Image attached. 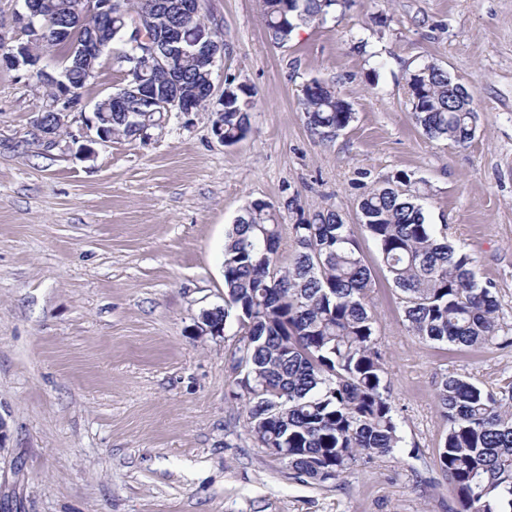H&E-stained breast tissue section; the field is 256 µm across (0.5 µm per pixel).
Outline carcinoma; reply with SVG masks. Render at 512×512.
I'll return each instance as SVG.
<instances>
[{"instance_id": "cac0c4a2", "label": "carcinoma", "mask_w": 512, "mask_h": 512, "mask_svg": "<svg viewBox=\"0 0 512 512\" xmlns=\"http://www.w3.org/2000/svg\"><path fill=\"white\" fill-rule=\"evenodd\" d=\"M42 35L32 49L58 52L67 84L85 88L100 62L79 55L90 36L110 41L125 66L123 81L142 80L166 97L172 81L147 65L125 42L124 15L84 16L86 0H39ZM179 0H128L155 12L154 38L179 20ZM339 0H262L271 40L287 44L302 23L323 19ZM57 27L73 30L55 41ZM182 97L197 112L209 105L208 66L191 47L172 62ZM408 101L416 125L430 138L459 146L475 137L473 95L438 65L410 73ZM224 100V144L251 129L255 91L229 81ZM310 129L337 135L354 120L351 104L333 87L306 89L302 98ZM105 132L134 139V116L107 96L97 101ZM426 182L398 171L359 202V224L376 243L380 263L400 291L409 331L423 339L464 348L496 343L501 326L495 287L478 278L475 260L439 237L426 222ZM281 210L249 203L225 234L224 306L215 322L235 315L240 337L234 356L243 372L235 396L244 400L248 432L259 447L287 461L297 476L315 482L340 477L361 459L388 456L403 447L390 399V381L376 346L370 306L371 268L349 225L334 210L301 216L291 225L296 255L284 267L279 248ZM437 402L448 422L437 465L451 485L455 512H512V393L500 396L453 375L441 378Z\"/></svg>"}]
</instances>
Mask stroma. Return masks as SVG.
I'll return each instance as SVG.
<instances>
[{"mask_svg":"<svg viewBox=\"0 0 512 512\" xmlns=\"http://www.w3.org/2000/svg\"><path fill=\"white\" fill-rule=\"evenodd\" d=\"M224 54L213 72L252 86L235 145L214 112H166L147 138L78 153L71 139L123 77L103 57L49 148L31 125L36 69L0 66V512H451L436 466L447 434L443 375L512 388V345L460 349L407 328L358 203L398 171L425 181L428 223L495 284L512 338V0H348L275 45L259 0H202ZM444 68L474 95V139L432 140L407 105L410 72ZM319 80L351 103L335 138L307 126L300 90ZM338 211L375 267L371 306L405 438L340 479L295 477L247 431L232 359L236 317L196 335L224 302L225 233L249 202Z\"/></svg>","mask_w":512,"mask_h":512,"instance_id":"35a3bbf8","label":"stroma"}]
</instances>
